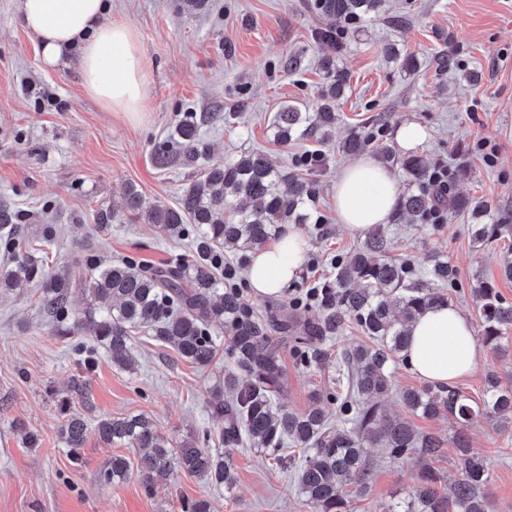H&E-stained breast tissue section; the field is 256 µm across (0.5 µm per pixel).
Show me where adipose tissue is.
Wrapping results in <instances>:
<instances>
[{"instance_id":"1","label":"adipose tissue","mask_w":512,"mask_h":512,"mask_svg":"<svg viewBox=\"0 0 512 512\" xmlns=\"http://www.w3.org/2000/svg\"><path fill=\"white\" fill-rule=\"evenodd\" d=\"M21 12L22 25L36 39L46 65L77 56L89 94L114 111L140 112L144 57L130 25L110 18L106 0H21ZM334 196L339 224L362 234L390 221L398 181L391 169L362 158L337 175ZM307 247L299 228L284 225L249 266L256 295L278 294L296 280ZM405 357L425 381L448 385L475 371L481 351L469 318L448 304L430 307L412 324Z\"/></svg>"}]
</instances>
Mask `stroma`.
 I'll return each instance as SVG.
<instances>
[{"instance_id":"obj_1","label":"stroma","mask_w":512,"mask_h":512,"mask_svg":"<svg viewBox=\"0 0 512 512\" xmlns=\"http://www.w3.org/2000/svg\"><path fill=\"white\" fill-rule=\"evenodd\" d=\"M110 3L113 15L131 25L146 58V97L134 117L90 96L77 62L45 66L20 24V0H0V210L22 213L31 251L47 256L49 265L90 252L142 264L179 262L190 239L171 240L154 225L125 219L102 233L96 211L112 207L131 185L147 202L176 207L208 163L260 151L309 184L314 221L302 228L308 250L297 280L264 297L255 295L246 269H238V283L257 313L315 320L317 305L296 306L293 298L333 278L336 258L363 242L336 218L333 185L350 161L339 145L356 130L368 140L367 156L375 157L380 147H395V132L405 122L425 129L416 152L430 168L447 169L452 193L483 198L490 221L512 222V0H387L384 14L347 25L332 41L324 37L328 23L316 0H206L201 8L190 0ZM389 46L415 56L418 70L408 74L401 62L388 60ZM444 48L458 62L446 73L434 64ZM326 55L349 76L335 128L325 139L275 142L270 126L282 106L314 111L329 82L319 67ZM212 111L217 120L200 130L205 153L164 168L155 164L158 150L179 152L176 130L191 113ZM480 139L495 145V164L474 151ZM315 150L323 156L319 166L298 164ZM472 222L461 214L441 224L404 217L387 225L397 258L418 264L435 254L448 259L455 270L449 302L471 319L480 306L477 282L491 283L512 304V281L501 276L504 261L512 259V233L476 248ZM45 224L57 228L53 243L42 240ZM37 303L31 287L0 294V512H182V502L203 495L213 512H308L293 469L248 446L233 454L237 482L230 491L183 473L159 480L151 496L135 475L119 486L97 482L111 456L134 463L137 452L105 446L91 434L80 462H73L60 437L58 399L85 371L77 345L90 335H56ZM365 341L346 324L340 337L321 343L326 359L319 365L302 363L292 344H284L283 403L302 412L313 399L339 392L341 352ZM132 346V373L96 352L88 373L89 424L144 413L175 441L218 436L224 420L210 411V391L230 365L228 340L205 368L145 332L135 334ZM491 371L502 385H512V354L500 358L483 350L476 371L457 386L482 400ZM26 431L37 435V446L25 443ZM469 439L492 472L489 512H512V422L477 420ZM368 454L376 465L373 482L367 496L355 498L353 512H387L393 501L409 497L420 464L416 456L392 459L380 448Z\"/></svg>"}]
</instances>
